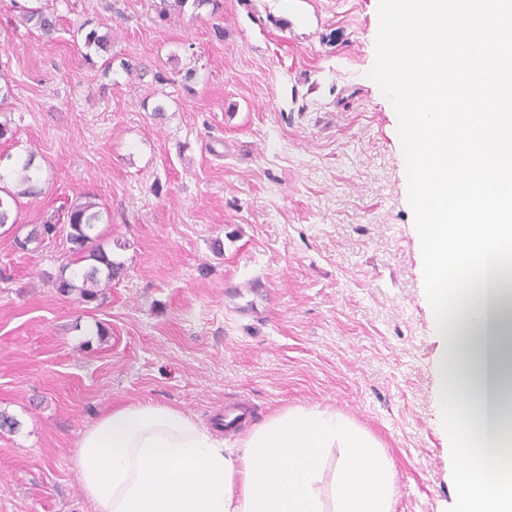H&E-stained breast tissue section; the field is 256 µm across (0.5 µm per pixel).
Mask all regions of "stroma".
Here are the masks:
<instances>
[{"mask_svg": "<svg viewBox=\"0 0 512 512\" xmlns=\"http://www.w3.org/2000/svg\"><path fill=\"white\" fill-rule=\"evenodd\" d=\"M377 8L212 0L163 20L155 0H0V184L32 152L42 188L0 228V412L19 422L0 431V512H92L72 457L114 405L211 424L244 398L226 447L327 410L382 445L393 512H454L397 115L367 76ZM93 29L108 51L86 50ZM86 195L125 265L94 308L49 281L76 259L64 236L14 244Z\"/></svg>", "mask_w": 512, "mask_h": 512, "instance_id": "stroma-1", "label": "stroma"}]
</instances>
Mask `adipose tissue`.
<instances>
[{"mask_svg": "<svg viewBox=\"0 0 512 512\" xmlns=\"http://www.w3.org/2000/svg\"><path fill=\"white\" fill-rule=\"evenodd\" d=\"M439 406L459 466L456 512H512V274H495L442 333ZM340 449L331 504L318 485ZM93 512H392V463L335 413L284 410L237 448L194 417L131 402L101 416L72 458Z\"/></svg>", "mask_w": 512, "mask_h": 512, "instance_id": "obj_1", "label": "adipose tissue"}]
</instances>
